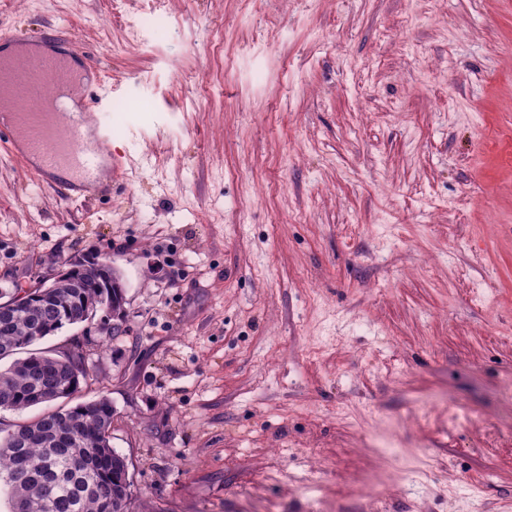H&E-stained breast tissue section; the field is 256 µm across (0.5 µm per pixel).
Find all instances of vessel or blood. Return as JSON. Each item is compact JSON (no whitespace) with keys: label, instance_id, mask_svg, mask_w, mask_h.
<instances>
[{"label":"vessel or blood","instance_id":"obj_1","mask_svg":"<svg viewBox=\"0 0 512 512\" xmlns=\"http://www.w3.org/2000/svg\"><path fill=\"white\" fill-rule=\"evenodd\" d=\"M62 84L71 91L85 85L67 55L45 50L26 53L14 66L11 79H0V93H8L17 105L6 137L23 142L26 156L36 159L39 173L70 175L71 184L58 185L59 194L68 195L70 186L76 185L97 195L101 192V147L111 132L94 128L87 113L44 106L46 90Z\"/></svg>","mask_w":512,"mask_h":512}]
</instances>
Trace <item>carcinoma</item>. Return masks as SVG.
Returning <instances> with one entry per match:
<instances>
[{
    "instance_id": "carcinoma-1",
    "label": "carcinoma",
    "mask_w": 512,
    "mask_h": 512,
    "mask_svg": "<svg viewBox=\"0 0 512 512\" xmlns=\"http://www.w3.org/2000/svg\"><path fill=\"white\" fill-rule=\"evenodd\" d=\"M95 260L70 266L56 288H1L0 304L24 294V305L0 312V411L72 398L90 380L80 346L59 355L34 348L65 326L112 314L125 317L124 289L108 287ZM112 402L103 392L61 411L47 409L20 425L0 427V500L7 512H130L126 458L112 448Z\"/></svg>"
}]
</instances>
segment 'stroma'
I'll return each instance as SVG.
<instances>
[{
  "label": "stroma",
  "instance_id": "obj_1",
  "mask_svg": "<svg viewBox=\"0 0 512 512\" xmlns=\"http://www.w3.org/2000/svg\"><path fill=\"white\" fill-rule=\"evenodd\" d=\"M155 26L141 22L144 15ZM101 65L104 197L0 141V288L81 346L134 512H512V0H0Z\"/></svg>",
  "mask_w": 512,
  "mask_h": 512
}]
</instances>
